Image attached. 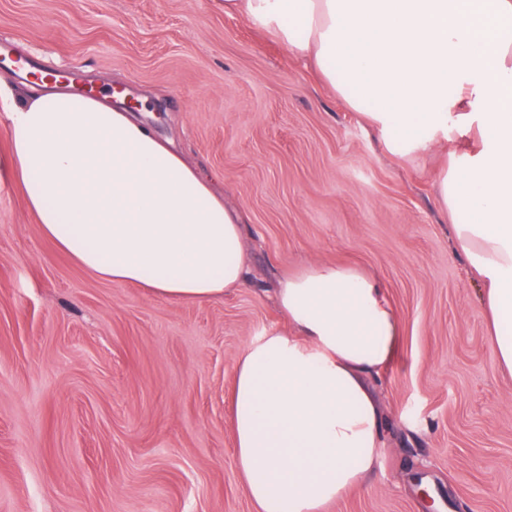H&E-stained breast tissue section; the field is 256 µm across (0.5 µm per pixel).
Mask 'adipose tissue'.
<instances>
[{
	"mask_svg": "<svg viewBox=\"0 0 512 512\" xmlns=\"http://www.w3.org/2000/svg\"><path fill=\"white\" fill-rule=\"evenodd\" d=\"M295 55L392 152L446 143L436 176L454 252L481 284L499 368L512 373V0H224ZM9 100L0 163L42 234L94 276L204 302L241 287L240 215L150 125L76 92ZM466 221H458V214ZM289 333L235 361L236 462L257 512H321L383 446L367 379L392 359L397 316L378 278L317 264L275 290Z\"/></svg>",
	"mask_w": 512,
	"mask_h": 512,
	"instance_id": "1",
	"label": "adipose tissue"
}]
</instances>
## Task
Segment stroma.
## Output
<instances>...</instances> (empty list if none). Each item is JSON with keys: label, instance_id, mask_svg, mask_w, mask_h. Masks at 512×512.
<instances>
[{"label": "stroma", "instance_id": "35a3bbf8", "mask_svg": "<svg viewBox=\"0 0 512 512\" xmlns=\"http://www.w3.org/2000/svg\"><path fill=\"white\" fill-rule=\"evenodd\" d=\"M0 41L138 116L245 224L224 298L149 297L46 240L0 182V512H256L236 463L234 364L287 330L272 290L311 263L378 277L400 324L371 386L384 447L323 512H512V376L454 254L432 164L388 151L313 67L216 0H0Z\"/></svg>", "mask_w": 512, "mask_h": 512}]
</instances>
